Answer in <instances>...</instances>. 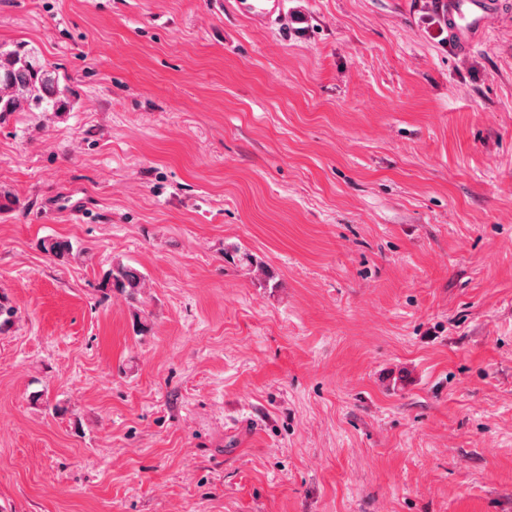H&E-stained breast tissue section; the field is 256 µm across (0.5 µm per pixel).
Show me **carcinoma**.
I'll use <instances>...</instances> for the list:
<instances>
[{
    "mask_svg": "<svg viewBox=\"0 0 512 512\" xmlns=\"http://www.w3.org/2000/svg\"><path fill=\"white\" fill-rule=\"evenodd\" d=\"M71 106L66 89L59 86L58 68L29 43H0V118L10 112H65ZM41 249L58 260L74 256L71 240L52 237ZM104 285L134 298L144 285L141 272L121 261L112 263Z\"/></svg>",
    "mask_w": 512,
    "mask_h": 512,
    "instance_id": "carcinoma-1",
    "label": "carcinoma"
}]
</instances>
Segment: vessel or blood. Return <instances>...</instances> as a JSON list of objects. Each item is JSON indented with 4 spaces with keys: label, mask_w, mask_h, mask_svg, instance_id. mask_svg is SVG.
<instances>
[{
    "label": "vessel or blood",
    "mask_w": 512,
    "mask_h": 512,
    "mask_svg": "<svg viewBox=\"0 0 512 512\" xmlns=\"http://www.w3.org/2000/svg\"><path fill=\"white\" fill-rule=\"evenodd\" d=\"M448 23V37L462 50L481 43L498 27L503 6L499 0H433Z\"/></svg>",
    "instance_id": "b4317fda"
}]
</instances>
